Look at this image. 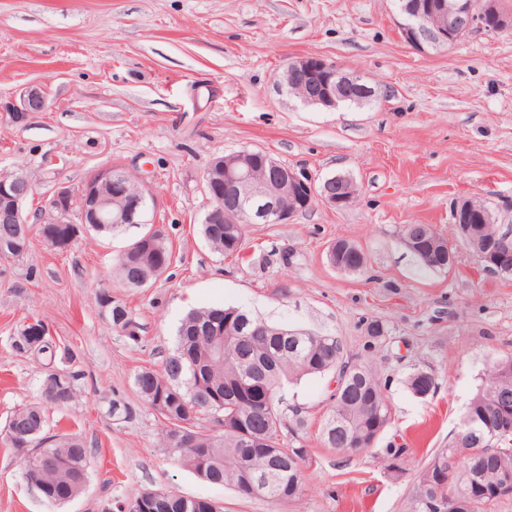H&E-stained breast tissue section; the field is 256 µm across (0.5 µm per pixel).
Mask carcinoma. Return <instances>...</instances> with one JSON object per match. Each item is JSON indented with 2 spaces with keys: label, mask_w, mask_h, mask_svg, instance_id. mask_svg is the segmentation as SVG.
<instances>
[{
  "label": "carcinoma",
  "mask_w": 512,
  "mask_h": 512,
  "mask_svg": "<svg viewBox=\"0 0 512 512\" xmlns=\"http://www.w3.org/2000/svg\"><path fill=\"white\" fill-rule=\"evenodd\" d=\"M485 13L483 30H499V19L507 17L499 4L486 10L490 0H466ZM472 238L467 243L481 250L488 241L503 235L496 224L494 208L480 199L470 203ZM36 233L48 243L64 245L74 230L84 226L45 221L38 225L1 224L0 258L23 255L29 247L26 232ZM200 231L211 249L224 256L237 255L244 244L245 224L202 223ZM417 236L438 242L433 253L414 256L428 269L448 272L446 241L427 224H406L402 240L409 244ZM342 259L331 257L348 272L364 269V255L355 254L339 239ZM171 253L164 234L148 230L128 245L117 262L118 283L124 288H141L162 275L170 266ZM112 324L133 342L140 339V325L121 303L103 291L99 295ZM245 316L249 321L243 334L224 337L223 352H213L211 338L204 327L212 322ZM281 327L269 324L237 307L212 308L188 313L177 329L174 352L157 371L143 368L134 376V387L142 400L163 420L160 440L179 465L193 470L214 485L235 487L243 471L263 483L257 497L285 502L300 494L305 484L301 464L307 449L282 450V427L286 417L279 401L259 412L241 401L224 399V389L249 390L255 378L249 374L245 358L266 351L275 355L274 367L263 375L264 382L278 394L286 382L307 375L333 373L343 380L331 393L330 408L322 428L324 443L345 452H359L372 446L375 435L387 426L389 408L377 368L369 362L352 361L344 356L342 340L330 333L295 331L307 343V350L295 352L283 344L276 332ZM14 352L33 359L41 367V396L44 405L67 407L77 398L83 370L67 349L56 344L48 327L40 320L24 324L12 337ZM44 405L16 409L4 434L6 445L17 449L22 473L41 470L42 484L53 489L52 504H63L85 487L90 466V451L72 435L49 433ZM107 413L117 421L133 417L132 409L119 398L113 399ZM208 416L210 426H199V415ZM245 421L252 443L242 444L238 425ZM468 424L461 426L448 447L437 451L418 477L412 512H432L431 503L447 499L448 489L472 488L494 483L505 471H512V353L493 359L479 378L474 396L462 415ZM151 512H202L200 499L187 498L174 491L160 495Z\"/></svg>",
  "instance_id": "obj_1"
}]
</instances>
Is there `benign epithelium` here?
Here are the masks:
<instances>
[{"label": "benign epithelium", "mask_w": 512, "mask_h": 512, "mask_svg": "<svg viewBox=\"0 0 512 512\" xmlns=\"http://www.w3.org/2000/svg\"><path fill=\"white\" fill-rule=\"evenodd\" d=\"M437 6L445 24L436 30L425 24L426 13ZM399 16L398 27L410 44L421 52H428L448 44V27L481 28V15L472 12L460 0H394ZM302 77L321 85L322 94L315 98L303 97L308 106L319 103L330 109L337 106L338 86L355 85L364 96L371 89L363 84L356 73L344 71L320 56L301 57L290 61L276 82L280 93H288L293 79ZM46 106L44 91L29 87L18 102H7L3 111L15 119L30 112H41ZM350 178L335 175L316 183L302 170L283 164L263 150L241 151L213 160L205 175V188L209 197L220 202L227 200L230 208L208 217L210 224H285L317 202L332 207L349 204L351 199L336 193ZM34 186L22 172L0 173V217L10 224H29L31 216L23 205L33 193ZM81 195L92 207L78 213L81 224H139L141 212L148 205L145 192L128 195L125 173L107 167L97 171L94 181H87ZM72 193L59 185L53 192L50 207L63 215L70 213ZM116 199L124 202L117 217H112V204ZM473 491L448 492V512H469Z\"/></svg>", "instance_id": "1"}]
</instances>
